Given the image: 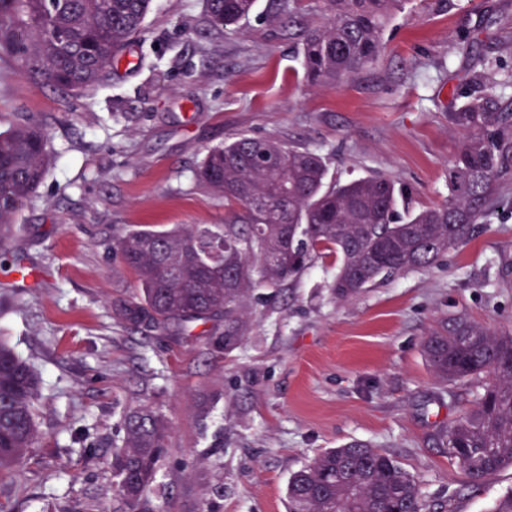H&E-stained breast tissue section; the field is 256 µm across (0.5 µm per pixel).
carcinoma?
Wrapping results in <instances>:
<instances>
[{"label": "carcinoma", "instance_id": "carcinoma-1", "mask_svg": "<svg viewBox=\"0 0 512 512\" xmlns=\"http://www.w3.org/2000/svg\"><path fill=\"white\" fill-rule=\"evenodd\" d=\"M326 21L307 28L299 54L306 77L328 88L377 62L383 34L401 0H323ZM256 0H209L208 21L235 30ZM152 0H0V60L20 75L58 90L103 82L112 63L140 34ZM473 92L448 113L461 135L448 165V197L400 215L405 191L383 176L346 183L329 178L322 157L273 138L240 135L210 148L198 182L242 213L224 226L143 225L113 249L139 292L112 301L117 324L162 334L224 320L209 337L230 351L244 339L249 289L277 288L319 259L336 260V298L357 297L381 275L434 264L465 244L500 202V180L512 165V112L501 79L481 71ZM48 170L44 129L21 116L0 131V266L11 224ZM440 383L485 374L473 405L439 430L448 460L479 488L512 467V335L499 334L464 312L441 319L423 342ZM38 379L0 340V471L16 470L40 437L34 403ZM123 444L112 454L115 493L128 512H155L148 497L166 450L168 425L150 407L123 419ZM288 512H432L413 474L367 442L328 448L293 472Z\"/></svg>", "mask_w": 512, "mask_h": 512}]
</instances>
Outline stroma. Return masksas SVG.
I'll list each match as a JSON object with an SVG mask.
<instances>
[{
    "label": "stroma",
    "mask_w": 512,
    "mask_h": 512,
    "mask_svg": "<svg viewBox=\"0 0 512 512\" xmlns=\"http://www.w3.org/2000/svg\"><path fill=\"white\" fill-rule=\"evenodd\" d=\"M277 5L258 0L230 33L210 26L206 0H154L109 80L82 92L0 63V129L32 116L50 156L5 241L38 274L0 277V340L38 378L41 436L0 472V512H116L112 452L124 415L145 405L170 428L152 496L162 512H287L289 476L354 440L392 454L447 512H490L512 490V468L465 488L436 434L475 386L437 384L422 351L455 311L512 333V169L478 232L432 266L345 302L330 260L251 289L250 330L232 352L207 342L220 322L180 336L113 318V300L137 288L112 252L128 229L234 218L196 179L210 147L246 134L314 150L339 181L407 187L401 206L416 211L448 194L460 139L448 114L470 72H512V0H404L379 61L332 89L309 83L298 53L322 0H293L290 25L269 22Z\"/></svg>",
    "instance_id": "stroma-1"
}]
</instances>
